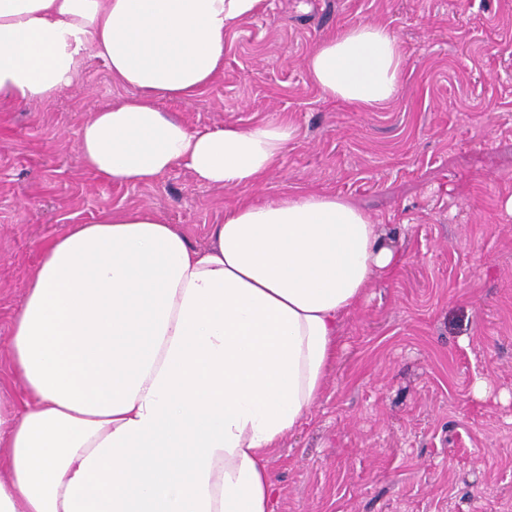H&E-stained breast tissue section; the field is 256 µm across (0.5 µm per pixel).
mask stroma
Here are the masks:
<instances>
[{
	"instance_id": "35a3bbf8",
	"label": "stroma",
	"mask_w": 512,
	"mask_h": 512,
	"mask_svg": "<svg viewBox=\"0 0 512 512\" xmlns=\"http://www.w3.org/2000/svg\"><path fill=\"white\" fill-rule=\"evenodd\" d=\"M361 23L407 55L377 110L325 98L305 69L319 40ZM124 94L93 57L53 100L0 108V399L21 388L11 316L64 225L149 207L203 247L228 205L330 192L404 262L344 318L321 397L272 449L277 512H512V0H263L226 34L223 72L161 105L193 127L288 121L279 166L247 189L185 167L152 185L86 171L75 131Z\"/></svg>"
}]
</instances>
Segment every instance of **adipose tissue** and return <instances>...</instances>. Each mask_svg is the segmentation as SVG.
Listing matches in <instances>:
<instances>
[{"label": "adipose tissue", "mask_w": 512, "mask_h": 512, "mask_svg": "<svg viewBox=\"0 0 512 512\" xmlns=\"http://www.w3.org/2000/svg\"><path fill=\"white\" fill-rule=\"evenodd\" d=\"M262 0H0V104L53 99L101 58L125 96L78 127L84 168L152 184L174 167L256 185L295 131L194 128L162 100L198 96L224 37ZM406 54L359 24L307 56L324 97L399 94ZM343 197L297 192L224 209L192 246L147 207L70 224L44 244L9 324L22 408L0 404V512H275L268 455L318 401L343 317L401 264Z\"/></svg>", "instance_id": "1"}]
</instances>
